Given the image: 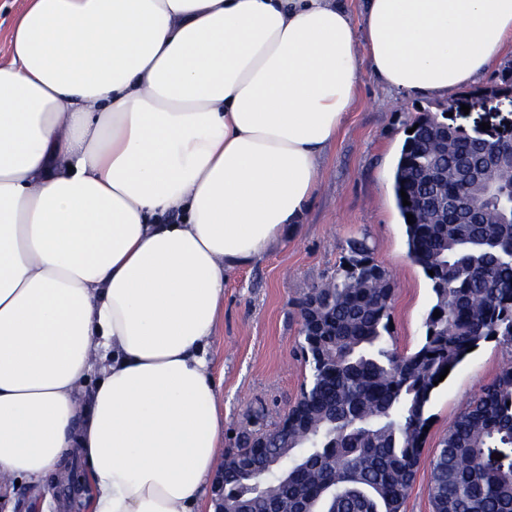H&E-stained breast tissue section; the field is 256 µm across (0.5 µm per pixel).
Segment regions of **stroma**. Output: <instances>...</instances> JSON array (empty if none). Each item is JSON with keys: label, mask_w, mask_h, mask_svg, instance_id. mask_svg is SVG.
<instances>
[{"label": "stroma", "mask_w": 512, "mask_h": 512, "mask_svg": "<svg viewBox=\"0 0 512 512\" xmlns=\"http://www.w3.org/2000/svg\"><path fill=\"white\" fill-rule=\"evenodd\" d=\"M512 57L495 65L483 86V107L463 112L472 91L447 100L404 95L391 98L371 69H363L345 125L323 160V171L301 223L291 225L259 260L232 269L224 281V314L211 345L218 401L224 414L225 447L251 415L264 413L273 427L296 401L310 377L300 348L297 303L310 288L334 277L350 241L364 239L373 259L393 277V336L404 352L425 335L424 320L435 302L422 269L407 256L405 226L397 209L393 171L405 130L420 112L470 130L512 125V97L493 94ZM512 363V347L486 342L471 353L434 393L424 455L432 457L454 418L500 369ZM76 458L59 464L36 484L0 490V512H86V484L62 495L61 473L81 471Z\"/></svg>", "instance_id": "35a3bbf8"}]
</instances>
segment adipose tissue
<instances>
[{
  "instance_id": "obj_1",
  "label": "adipose tissue",
  "mask_w": 512,
  "mask_h": 512,
  "mask_svg": "<svg viewBox=\"0 0 512 512\" xmlns=\"http://www.w3.org/2000/svg\"><path fill=\"white\" fill-rule=\"evenodd\" d=\"M0 66V483L69 449L89 512H198L224 279L301 223L363 68L448 98L512 0H26Z\"/></svg>"
}]
</instances>
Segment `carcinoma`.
<instances>
[{
    "label": "carcinoma",
    "mask_w": 512,
    "mask_h": 512,
    "mask_svg": "<svg viewBox=\"0 0 512 512\" xmlns=\"http://www.w3.org/2000/svg\"><path fill=\"white\" fill-rule=\"evenodd\" d=\"M501 138L451 124L442 143L421 126L405 134L393 192L402 220L413 215L405 224L409 258L433 271L436 302L423 342L412 352L393 347V278L365 241L353 242L336 276L298 303L309 382L286 422L242 433L224 455L216 512H404L434 381L469 347L512 346V211L500 200L512 187V164L497 160ZM438 197H472L480 209L464 219L427 205ZM492 448L504 449L503 458H491ZM507 448L512 364L482 386L429 460L433 512H512Z\"/></svg>",
    "instance_id": "1"
}]
</instances>
